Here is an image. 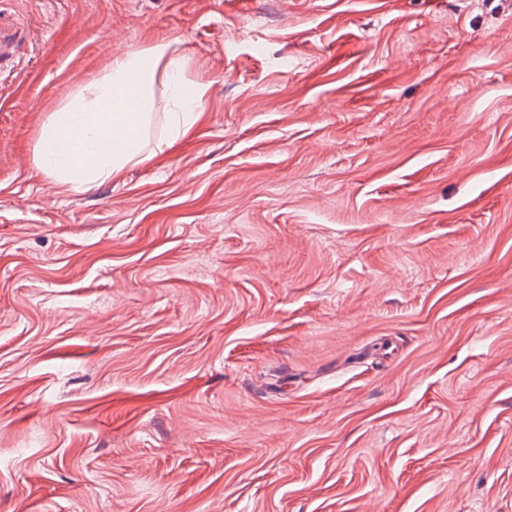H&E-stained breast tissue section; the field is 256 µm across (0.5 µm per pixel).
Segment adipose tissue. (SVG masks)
<instances>
[{
    "instance_id": "ef3b65f1",
    "label": "adipose tissue",
    "mask_w": 512,
    "mask_h": 512,
    "mask_svg": "<svg viewBox=\"0 0 512 512\" xmlns=\"http://www.w3.org/2000/svg\"><path fill=\"white\" fill-rule=\"evenodd\" d=\"M189 62L160 42L150 49L113 58L106 72L88 82L76 104L52 112L34 147L36 167L67 189L89 187L121 176L145 159L148 130L156 111H164L171 139L197 123L201 93L185 99ZM163 76L166 93L156 98L153 84Z\"/></svg>"
}]
</instances>
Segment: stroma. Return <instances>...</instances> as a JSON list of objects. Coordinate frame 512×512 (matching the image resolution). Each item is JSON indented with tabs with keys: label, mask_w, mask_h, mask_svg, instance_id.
I'll return each mask as SVG.
<instances>
[{
	"label": "stroma",
	"mask_w": 512,
	"mask_h": 512,
	"mask_svg": "<svg viewBox=\"0 0 512 512\" xmlns=\"http://www.w3.org/2000/svg\"><path fill=\"white\" fill-rule=\"evenodd\" d=\"M0 512H512V0H0ZM160 40L202 116L64 193ZM170 47L160 42L113 58L103 75L84 86L76 104L51 112L34 146L36 167L69 190L118 178L129 164L149 158L148 130L160 109L153 92L159 70L166 85L161 104L167 138L186 135L199 120L205 90L197 85L191 100L181 96L189 62Z\"/></svg>",
	"instance_id": "obj_1"
}]
</instances>
